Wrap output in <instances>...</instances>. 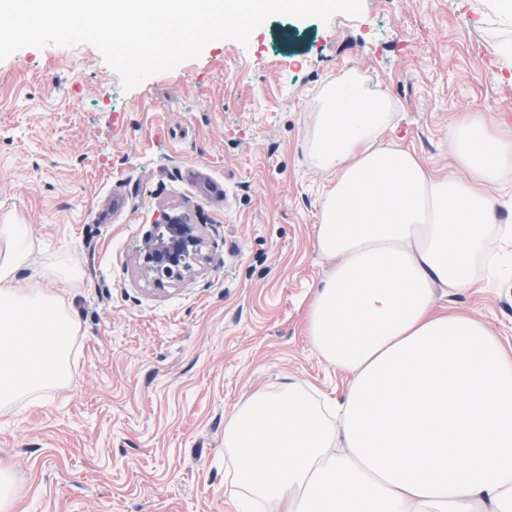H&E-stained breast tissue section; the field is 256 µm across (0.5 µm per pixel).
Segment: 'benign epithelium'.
I'll return each instance as SVG.
<instances>
[{
  "mask_svg": "<svg viewBox=\"0 0 512 512\" xmlns=\"http://www.w3.org/2000/svg\"><path fill=\"white\" fill-rule=\"evenodd\" d=\"M201 245L195 225L169 217L145 235L138 249L140 269L158 284L179 280L198 261Z\"/></svg>",
  "mask_w": 512,
  "mask_h": 512,
  "instance_id": "obj_1",
  "label": "benign epithelium"
}]
</instances>
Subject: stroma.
<instances>
[{
  "instance_id": "1",
  "label": "stroma",
  "mask_w": 512,
  "mask_h": 512,
  "mask_svg": "<svg viewBox=\"0 0 512 512\" xmlns=\"http://www.w3.org/2000/svg\"><path fill=\"white\" fill-rule=\"evenodd\" d=\"M506 43L496 0H362L356 17L271 16L128 90L88 44L0 61V212L33 239L18 280L79 324L68 382L0 407L12 512H236L225 420L290 379L331 399L346 384L307 333L331 268L316 233L336 174L311 156L325 90L357 72L393 104L385 143L445 172L451 125L512 129ZM198 162L222 204L192 185ZM167 216L197 225L203 259L159 287L137 249ZM443 303L512 346V280Z\"/></svg>"
}]
</instances>
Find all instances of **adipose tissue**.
I'll list each match as a JSON object with an SVG mask.
<instances>
[{
  "mask_svg": "<svg viewBox=\"0 0 512 512\" xmlns=\"http://www.w3.org/2000/svg\"><path fill=\"white\" fill-rule=\"evenodd\" d=\"M392 105L351 73L330 88L312 144L336 172L317 245L335 262L309 307L316 353L349 381L331 409L295 381L258 391L224 424L239 512H512V348L440 308L480 287L512 225L493 190L512 134L475 115L448 131L454 170L383 143ZM24 224L0 225V405L63 384L78 326L59 297L19 288Z\"/></svg>",
  "mask_w": 512,
  "mask_h": 512,
  "instance_id": "1",
  "label": "adipose tissue"
}]
</instances>
